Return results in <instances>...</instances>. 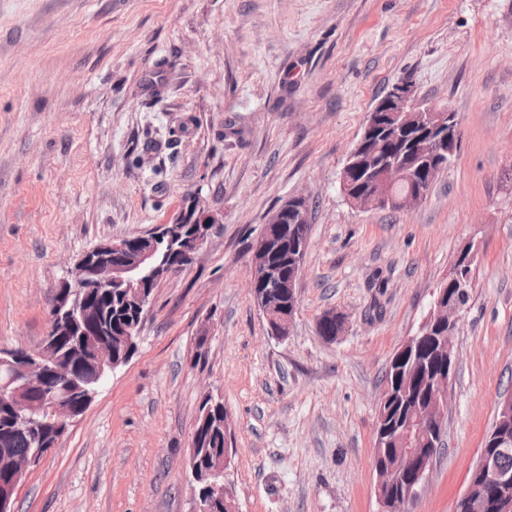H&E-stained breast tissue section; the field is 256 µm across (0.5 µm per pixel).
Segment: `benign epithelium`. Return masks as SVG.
<instances>
[{
  "mask_svg": "<svg viewBox=\"0 0 512 512\" xmlns=\"http://www.w3.org/2000/svg\"><path fill=\"white\" fill-rule=\"evenodd\" d=\"M455 115L449 108L425 106L415 99L412 85L401 81L392 86L385 101L376 105L368 115L365 134L370 136L372 148L364 147L360 140L346 158L345 168L362 175L369 187L367 199H350V203L362 210L389 206L409 209L424 198L423 190H408L397 195L395 186L404 180L411 161L423 165L427 185H432L438 174L447 167L456 146L454 136ZM407 138L406 154L398 157L382 149L383 139ZM303 200L298 196L276 209L268 218L263 232L252 245L250 264L251 284H269L271 291L255 295V304L263 317H269V300L275 296L282 305V311L271 333L279 338L288 336L298 306L297 282L303 272L305 250L294 256L295 273L279 276L270 268L269 256L275 249L272 228L285 223L288 217L295 223L309 222L305 210L296 206ZM197 221L201 230L193 235L170 237L172 251L183 262L192 260L195 253L207 239L211 225L218 219L200 198H194ZM169 225L160 224L154 231L142 237L141 244L134 248L126 240L108 242L85 253L70 269L71 283L67 287L84 293L99 288H119L127 293L136 304L139 318L124 328V340L130 345L136 341L141 324L148 310L150 292L142 273L158 271L153 265L157 251V240L168 236ZM464 261L453 267L448 280L439 288L433 309L421 324L418 332L408 338L398 354L410 358L413 365L425 373L420 384L423 404L414 416L402 425L388 426L385 420L376 421V448L383 447L384 437L390 435L402 440L407 447L398 448L376 456V493L381 512H406V505L415 496L420 482L426 477L433 459L443 445L444 419L448 405V391L452 383L455 358L451 339L455 335L463 310L462 300L468 293L469 282L466 270L473 261L471 247L461 251ZM95 362L99 372L114 369L118 362L112 359L109 349L98 345L94 349ZM46 357L40 352L27 355L13 349L0 350V366L10 369V376L0 384L1 391H9L16 422L29 429L42 416L56 428L68 430L76 421L68 406L53 397L42 401H31L25 397V390L44 375ZM512 421V396L499 402L497 418L484 440L479 460L472 468L466 491L457 499L454 512H512V473L497 464L500 454L512 450V434L506 431V422ZM55 441L38 440V449L30 457L16 459L14 480L0 487V512H13L14 495L19 479L36 466L53 448ZM229 455L217 466L198 471L196 462L191 460L195 480L207 482L212 498H195L190 512H210L214 500L224 503L226 512H238L232 486L225 476Z\"/></svg>",
  "mask_w": 512,
  "mask_h": 512,
  "instance_id": "1",
  "label": "benign epithelium"
}]
</instances>
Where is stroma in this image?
<instances>
[{"label":"stroma","mask_w":512,"mask_h":512,"mask_svg":"<svg viewBox=\"0 0 512 512\" xmlns=\"http://www.w3.org/2000/svg\"><path fill=\"white\" fill-rule=\"evenodd\" d=\"M404 80L457 113L456 154L411 209H357L346 157ZM193 194L218 224L15 512H188L208 395L240 512H378L382 377L469 244L447 431L407 506L453 512L512 395V0H0V348H39L76 259ZM295 196L311 235L278 339L249 248ZM328 310L347 318L332 341Z\"/></svg>","instance_id":"35a3bbf8"}]
</instances>
